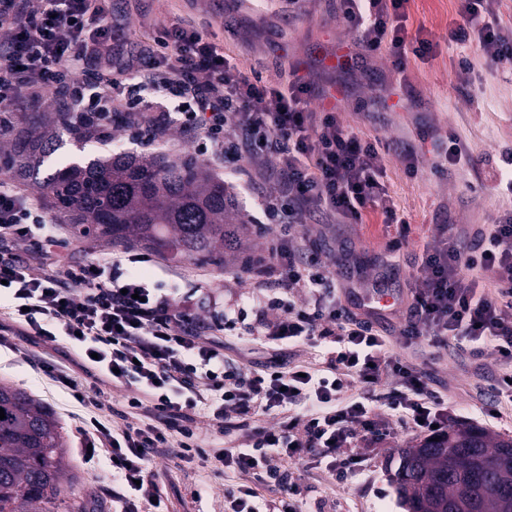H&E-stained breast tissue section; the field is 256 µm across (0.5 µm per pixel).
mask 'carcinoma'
Segmentation results:
<instances>
[{
  "label": "carcinoma",
  "mask_w": 512,
  "mask_h": 512,
  "mask_svg": "<svg viewBox=\"0 0 512 512\" xmlns=\"http://www.w3.org/2000/svg\"><path fill=\"white\" fill-rule=\"evenodd\" d=\"M57 117L31 113L0 115L11 124L3 155L20 174L34 178L40 192L75 218L93 239L131 241L174 257L215 266L242 259L246 222L235 218L223 183L213 180L187 155L113 154L68 162L39 177L45 160L61 148ZM0 512H90L84 499L65 500L67 442L55 415L30 394L0 385ZM512 496V438L471 424L401 450L395 492L404 512H431L470 492L482 499L486 484Z\"/></svg>",
  "instance_id": "1"
}]
</instances>
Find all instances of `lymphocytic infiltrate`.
Listing matches in <instances>:
<instances>
[{
  "label": "lymphocytic infiltrate",
  "instance_id": "obj_1",
  "mask_svg": "<svg viewBox=\"0 0 512 512\" xmlns=\"http://www.w3.org/2000/svg\"><path fill=\"white\" fill-rule=\"evenodd\" d=\"M407 3L337 0V8L365 51L387 52L402 72L408 58L434 49L429 39L408 37ZM458 16L454 40L511 71L512 35L498 27L494 0H461ZM125 42L108 0H0V113L24 99L61 96L70 121L108 139L113 115L131 126L140 112L133 99L115 95L114 74L159 92L202 82L203 95L184 103L195 152L264 164L275 187L265 214L278 233L239 272L254 287H272V297L248 317L228 308L204 318L183 296L124 269L127 261L153 260L134 247L109 263L62 264L39 206L0 181V243L36 239L42 265L36 276L27 259L0 256V281L17 302L24 335L66 337L88 370L125 390L122 427L94 417L82 428L107 447L116 512H167L155 481L162 456L178 466L210 460L242 475L224 488V512H305L300 476L309 469L342 483L364 473L365 449L393 442L399 428L432 435L448 405L431 388L429 370L390 353L385 321L396 323L407 345L424 341L471 357L490 350L512 364L511 211L475 238L441 225L392 317L369 314L371 295L399 264L404 232L367 272L333 250L311 252L308 227L360 224L371 213L401 224L376 143L334 110H311L312 85L246 75L193 22L161 28L141 54L125 53ZM91 59L99 90L88 98L77 75ZM221 331L249 337L260 365L226 357L210 340ZM290 344L322 345L321 361L286 364ZM203 411L221 445L200 439ZM262 484L278 486V496L261 495Z\"/></svg>",
  "mask_w": 512,
  "mask_h": 512
}]
</instances>
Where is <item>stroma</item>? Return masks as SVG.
<instances>
[{"instance_id": "1", "label": "stroma", "mask_w": 512, "mask_h": 512, "mask_svg": "<svg viewBox=\"0 0 512 512\" xmlns=\"http://www.w3.org/2000/svg\"><path fill=\"white\" fill-rule=\"evenodd\" d=\"M459 6V0H410L409 32L423 30L435 50L427 60H408L406 73L401 76L383 52L364 56L350 71L332 65L331 58L338 49L355 51L357 41L356 32L337 14L336 0H303L300 11L293 15L283 0H111L112 19L126 24L131 51L149 45L157 28L192 20L231 62L243 69H256L275 84L298 77L319 90L335 91V105L343 124L392 146L399 143L412 147V159L393 150L384 157L383 182L399 216L410 224L408 245L392 284L396 290L405 289L415 277L417 255L434 244L439 225L477 229L512 208V201L491 189L500 151L512 148V74L488 65L468 45L450 40L448 30ZM462 58L470 62V71L464 76L458 73ZM112 134V143L89 142L86 155L120 151L140 155L150 150L178 159L193 152L177 126L148 147L130 139L124 123H113ZM451 134L475 159L474 167L456 169L448 165L436 144ZM202 163L216 180L233 188L240 213L252 219L261 217V200L271 191L261 166L244 168L210 157L203 158ZM1 179L44 207L58 239L80 242V249L71 255L72 262L120 256L123 242L78 236L70 216L56 209L31 181L6 171H0ZM346 234L356 260L368 267L395 230L377 220L349 225ZM237 272L234 265L219 268L162 253L157 267L143 269L142 274L158 287L176 288L191 296L197 310L208 315L229 305L249 310L265 299V290L238 280ZM46 358L70 374H83L77 352L65 340L18 335L10 301L1 299L0 384L26 391L59 419L70 458L64 496L94 499L101 512H113L112 487L102 475L107 461L101 457L86 462L83 450L88 441L79 426L84 417L111 418L113 410L122 406L120 392L111 384H102L100 407L82 406L40 370L39 362ZM499 371L490 356L462 362L441 354L433 386L447 396L454 410L453 422L471 423L493 434L512 437V411L495 421L471 408L474 386L491 384ZM418 441V436L399 433L394 443L370 450L365 475L342 484L322 471H310L306 476L310 512H403L390 478V464L401 449ZM156 470L168 512H224L225 480L213 476L211 464L197 460L176 468L163 459ZM203 484L208 485V493L194 500L191 489Z\"/></svg>"}]
</instances>
